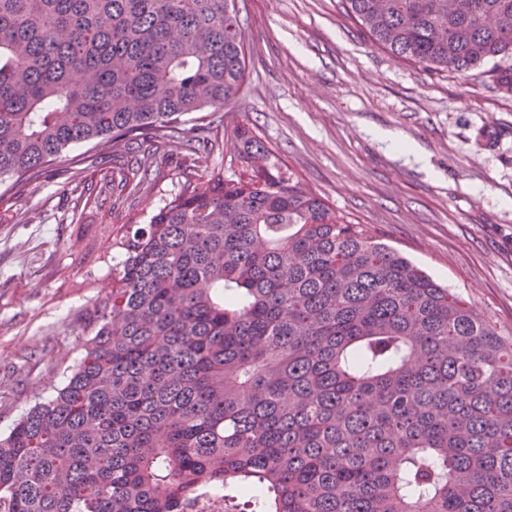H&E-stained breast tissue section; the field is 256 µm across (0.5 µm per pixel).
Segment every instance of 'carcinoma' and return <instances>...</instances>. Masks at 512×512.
<instances>
[{
	"mask_svg": "<svg viewBox=\"0 0 512 512\" xmlns=\"http://www.w3.org/2000/svg\"><path fill=\"white\" fill-rule=\"evenodd\" d=\"M372 45L459 72L512 56V0H345ZM246 72L236 0H0V182L96 142L145 188L181 117ZM112 247L66 384L0 439V512H512V340L336 214L249 131ZM238 145L235 141H227L224 137V143L218 148L216 145L213 153L209 158V165L218 164L224 167V176L237 178L245 176L247 169L238 159Z\"/></svg>",
	"mask_w": 512,
	"mask_h": 512,
	"instance_id": "obj_1",
	"label": "carcinoma"
}]
</instances>
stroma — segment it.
I'll return each mask as SVG.
<instances>
[{"label":"stroma","instance_id":"1","mask_svg":"<svg viewBox=\"0 0 512 512\" xmlns=\"http://www.w3.org/2000/svg\"><path fill=\"white\" fill-rule=\"evenodd\" d=\"M239 6L245 82L209 121L251 131L337 214L512 337V94L492 73L427 70L371 46L341 0ZM187 133L153 150L151 184L123 204L94 202L119 170L81 143L0 212V438L80 362L112 291V234L180 191Z\"/></svg>","mask_w":512,"mask_h":512}]
</instances>
